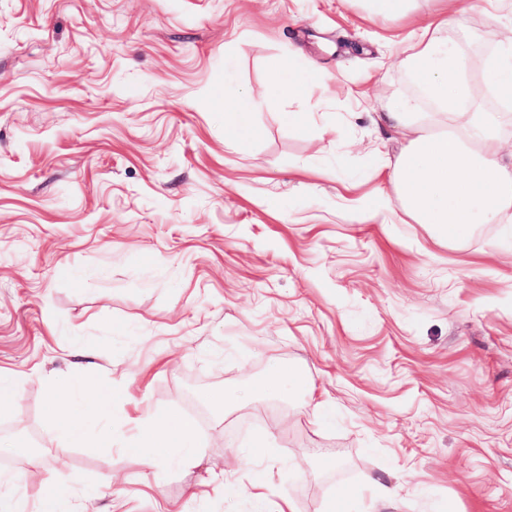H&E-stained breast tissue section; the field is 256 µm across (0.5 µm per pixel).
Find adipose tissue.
Instances as JSON below:
<instances>
[{
    "label": "adipose tissue",
    "mask_w": 512,
    "mask_h": 512,
    "mask_svg": "<svg viewBox=\"0 0 512 512\" xmlns=\"http://www.w3.org/2000/svg\"><path fill=\"white\" fill-rule=\"evenodd\" d=\"M439 2L440 11L419 27L410 53L398 61L417 80L420 95L397 99L381 116L405 146L388 175L372 173L373 201L363 206L361 217L366 221L385 217L394 192L413 222L429 226L442 241L456 242L476 224L503 225L511 237L512 150H506L500 130L512 124V114L465 108L468 60L459 45L449 42L447 32L449 15L464 11L468 0ZM270 69L272 80L265 95L309 98L320 86L317 75L299 76L283 61H272ZM424 100L431 111H421ZM111 403V389H74L68 401L53 404L50 418L69 441L108 448L112 434L104 421ZM164 422L163 415L148 414L142 437L128 447V454L156 468L167 460L180 466L195 464L200 450L193 426L186 423L163 441L167 457L150 452Z\"/></svg>",
    "instance_id": "ef3b65f1"
}]
</instances>
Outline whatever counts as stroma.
Returning <instances> with one entry per match:
<instances>
[{"instance_id": "1", "label": "stroma", "mask_w": 512, "mask_h": 512, "mask_svg": "<svg viewBox=\"0 0 512 512\" xmlns=\"http://www.w3.org/2000/svg\"><path fill=\"white\" fill-rule=\"evenodd\" d=\"M433 9L0 0V371L19 393L0 498L34 510L65 483L96 512H512V253L493 224L442 244L396 195L391 224L354 207L402 148L377 115L416 93L395 60ZM510 21L475 0L448 24L473 109H504L483 69ZM275 59L320 87L257 100L240 144L224 93L261 90ZM279 367L323 409L242 399ZM66 381L112 386L111 447L57 434ZM156 411L195 425L199 463L125 453Z\"/></svg>"}]
</instances>
